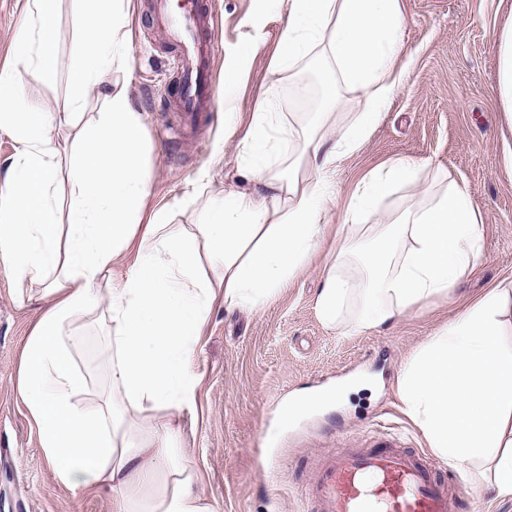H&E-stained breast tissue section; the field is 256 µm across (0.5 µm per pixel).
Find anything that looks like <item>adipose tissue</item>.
I'll list each match as a JSON object with an SVG mask.
<instances>
[{
    "instance_id": "obj_1",
    "label": "adipose tissue",
    "mask_w": 512,
    "mask_h": 512,
    "mask_svg": "<svg viewBox=\"0 0 512 512\" xmlns=\"http://www.w3.org/2000/svg\"><path fill=\"white\" fill-rule=\"evenodd\" d=\"M77 20L81 57L75 89L61 108L39 112L19 93L20 72L57 66L52 0H26L31 26L18 39L11 70L0 71V127L16 143L0 182V266L20 282L43 285L52 303L31 328L18 389L59 482L73 492L111 490L116 512H214L199 490L174 413L193 412L201 377L200 343L215 304L261 310L319 246L334 200L322 180L273 168L286 133L275 113L258 109L239 145L251 191L188 198L192 224L167 209L144 217L149 172L143 116L125 87H111L94 123L81 121L85 95L126 64L127 0H103ZM287 12L273 74L292 71L323 47L365 107L336 144L308 132L302 154L323 171L356 150L391 102L401 64V0H258L260 15ZM495 104L512 122V18L497 34ZM76 136L60 160L54 132ZM422 163L396 160L369 171L351 194L345 243L323 269L316 299L323 322L361 332L448 293L480 260L482 226L466 187L435 175L420 200L399 215L378 213ZM373 216L368 237L358 227ZM366 287L342 274L352 260ZM98 314L108 390L87 401L88 383L62 335L73 317ZM512 286L472 300L447 329L408 361L398 398L430 448L467 468L494 498L512 500Z\"/></svg>"
}]
</instances>
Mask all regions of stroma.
I'll return each mask as SVG.
<instances>
[{"label": "stroma", "instance_id": "obj_1", "mask_svg": "<svg viewBox=\"0 0 512 512\" xmlns=\"http://www.w3.org/2000/svg\"><path fill=\"white\" fill-rule=\"evenodd\" d=\"M219 24L214 71L223 77L228 52L243 42L252 0H209ZM402 55L413 65L388 109L360 149L340 155L327 176L336 201L316 253L258 313L214 307L196 362L202 375L197 415L179 418L189 463L215 512H311L306 484L320 457L360 443L372 447L377 426L389 428L402 449L415 454L466 491L464 512H512L473 486L467 471L448 465L429 447L399 406L397 388L406 362L453 322L472 298L498 282L512 281V124L494 107L497 45L494 35L512 14V0H403ZM25 0H0V69L8 67L25 28ZM59 64L46 76L22 74L19 85L34 109L55 111L71 93L78 58L76 19L86 0H54ZM127 65L87 95L85 121L104 108L112 84H125L143 116V156L151 177L148 210L171 209L174 223L194 221L183 206L200 172L214 188L239 191L249 182L229 124L246 129L259 101L295 130L315 125L320 103L303 109L296 87L283 79L273 97L265 90L285 16L269 15L262 45L236 86L233 101H220L195 139L162 143L169 115L156 111L174 89L168 66L173 48L153 21L150 0H132ZM316 86L335 84L341 104L325 128L338 138L363 110L356 87L337 82L322 51L299 63ZM397 158L430 160L472 194L482 224L477 269L445 296L413 307L386 328L350 334L327 327L315 300L322 270L343 243L341 214L369 169ZM39 284L20 283L0 269V512H114L112 494L75 493L56 478L17 384L30 328L49 306ZM77 365L96 389L107 385L100 360L103 331L94 316L79 322ZM346 386L340 401L287 417L286 407L309 391Z\"/></svg>", "mask_w": 512, "mask_h": 512}]
</instances>
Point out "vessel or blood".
Masks as SVG:
<instances>
[{
  "label": "vessel or blood",
  "instance_id": "obj_1",
  "mask_svg": "<svg viewBox=\"0 0 512 512\" xmlns=\"http://www.w3.org/2000/svg\"><path fill=\"white\" fill-rule=\"evenodd\" d=\"M153 12L174 45L177 76L169 103L173 126L161 136L185 138L216 106V25L205 0H189L177 15L169 13L166 0H155ZM456 496L455 487L438 481L429 464L393 443L383 451L351 448L325 457L308 488L313 512H453Z\"/></svg>",
  "mask_w": 512,
  "mask_h": 512
}]
</instances>
